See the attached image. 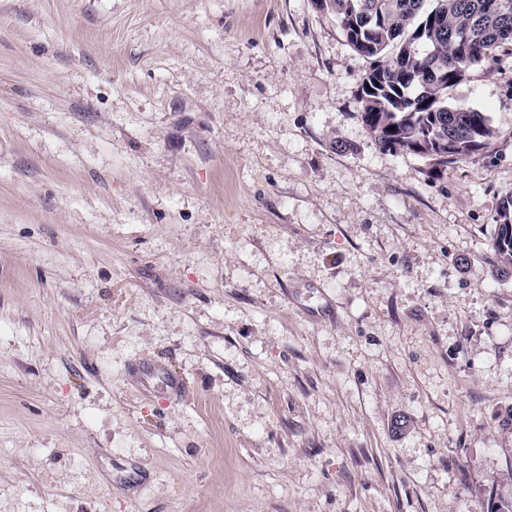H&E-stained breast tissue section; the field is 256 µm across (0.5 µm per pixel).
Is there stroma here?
I'll return each instance as SVG.
<instances>
[{
    "mask_svg": "<svg viewBox=\"0 0 512 512\" xmlns=\"http://www.w3.org/2000/svg\"><path fill=\"white\" fill-rule=\"evenodd\" d=\"M368 67L314 0H0V512L512 501V54L434 179ZM492 248L500 263L498 275L512 276V193L506 194L498 212Z\"/></svg>",
    "mask_w": 512,
    "mask_h": 512,
    "instance_id": "stroma-1",
    "label": "stroma"
}]
</instances>
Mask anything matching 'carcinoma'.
Returning <instances> with one entry per match:
<instances>
[{
    "mask_svg": "<svg viewBox=\"0 0 512 512\" xmlns=\"http://www.w3.org/2000/svg\"><path fill=\"white\" fill-rule=\"evenodd\" d=\"M335 15L348 44L372 59L359 100L361 121L384 151L449 164L494 137L487 113L448 105V87L512 46V0H315ZM498 275L512 276V193L496 218Z\"/></svg>",
    "mask_w": 512,
    "mask_h": 512,
    "instance_id": "obj_1",
    "label": "carcinoma"
}]
</instances>
